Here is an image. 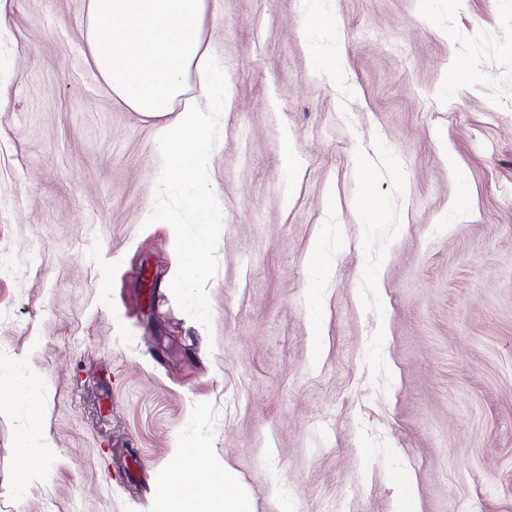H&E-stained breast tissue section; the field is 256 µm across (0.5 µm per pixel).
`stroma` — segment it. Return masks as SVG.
<instances>
[{
	"label": "stroma",
	"instance_id": "1",
	"mask_svg": "<svg viewBox=\"0 0 512 512\" xmlns=\"http://www.w3.org/2000/svg\"><path fill=\"white\" fill-rule=\"evenodd\" d=\"M308 6L208 0L224 223L179 287L161 119L89 64L85 0H0V372L55 449L20 491L30 410L0 415V512H163L188 438L251 512H512V0H324L334 36ZM312 2H316L317 6L310 10L306 15L307 27L312 29H322L328 32H334L337 30L336 16L328 13L322 8L321 3L323 1ZM39 382L22 374L0 378V411L21 400H32L39 392Z\"/></svg>",
	"mask_w": 512,
	"mask_h": 512
}]
</instances>
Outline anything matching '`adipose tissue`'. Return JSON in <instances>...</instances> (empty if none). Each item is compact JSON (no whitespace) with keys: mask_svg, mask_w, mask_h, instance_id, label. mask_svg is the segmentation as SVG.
<instances>
[{"mask_svg":"<svg viewBox=\"0 0 512 512\" xmlns=\"http://www.w3.org/2000/svg\"><path fill=\"white\" fill-rule=\"evenodd\" d=\"M207 0H86L84 40L91 63L115 97L134 111L163 119L158 137L166 183L186 188V209L204 226L183 239V283L206 275L201 257L224 222L211 195L200 191L212 155L213 114L229 88L215 59L204 49ZM196 93L186 96L187 79ZM22 488L45 482L44 460L54 450L37 426L19 440ZM231 476L217 471L203 442H183L169 472L164 512H248L242 494L230 493Z\"/></svg>","mask_w":512,"mask_h":512,"instance_id":"adipose-tissue-1","label":"adipose tissue"}]
</instances>
